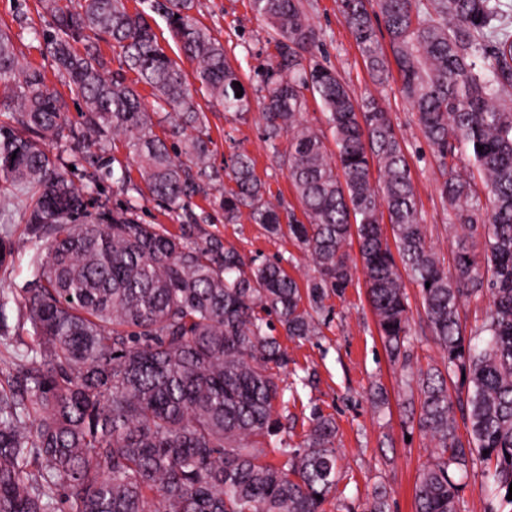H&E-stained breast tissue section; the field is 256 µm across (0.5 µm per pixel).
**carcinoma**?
<instances>
[{"label": "carcinoma", "mask_w": 512, "mask_h": 512, "mask_svg": "<svg viewBox=\"0 0 512 512\" xmlns=\"http://www.w3.org/2000/svg\"><path fill=\"white\" fill-rule=\"evenodd\" d=\"M41 2L54 19L46 43L84 110L82 122L70 123L0 26V107L11 119L0 125V216L20 205L28 224L24 241L0 230V266L21 247L33 251L22 303L35 341L14 344L11 298L1 290L0 345L17 372L0 384V512H53L58 495L65 512H323L337 485L336 423L313 413L302 442L283 443L275 463L262 448L286 430L273 368L287 366L288 353L274 332L318 335L325 300L344 293L359 265L390 358L409 357L405 274L444 354V368L422 374L419 408L410 409V423L434 444L415 512H458L463 487L454 471L478 461L495 463L484 492L512 506V3L339 0L373 79L384 83L394 62L442 168L438 191L455 242L448 271L426 240L389 113L374 98L353 97L317 59L320 36L302 0H250L274 48L263 72L264 142L286 167L303 219L265 199L246 153L228 167L233 186L218 206L228 224L245 209L271 235L288 229L313 265L301 286L278 261L246 262L189 208L218 177L212 140L151 14L166 18L211 99L239 117L250 111L248 94L236 96L241 76L191 13L193 0H150L133 13L125 0ZM76 40L85 41L82 55ZM102 40L121 49L123 68L105 69ZM307 91L321 102L333 152L303 120ZM62 138L100 147L124 139L137 193L183 211L181 232L140 224L131 209H89L88 187L76 186L46 148ZM354 239L358 265L347 251ZM479 296L488 298L487 319L468 329L462 313ZM456 372L465 379L452 394Z\"/></svg>", "instance_id": "obj_1"}]
</instances>
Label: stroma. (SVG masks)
Instances as JSON below:
<instances>
[{
    "mask_svg": "<svg viewBox=\"0 0 512 512\" xmlns=\"http://www.w3.org/2000/svg\"><path fill=\"white\" fill-rule=\"evenodd\" d=\"M309 2L308 17L321 38L318 59L337 71L355 97H375L389 112L412 161L427 241L444 266L452 267L453 252L445 229L448 212L437 190L440 168L400 93L397 74H390L385 83L376 82L345 25L337 0ZM193 13L223 44L252 103L246 119L239 121L225 113L222 106L209 102L206 93L196 94L214 142L212 164L221 173L220 185L228 182L223 171L232 156L244 152L255 159L256 173L271 198L281 199L286 205L295 204L286 168L265 148L257 108L261 97L257 72L272 50L266 22L252 12L249 0H194ZM0 21L19 33L15 52L21 62L44 73L47 84L64 102L69 119L79 121L84 109L82 100L60 78L44 40L28 34L32 27L49 28L50 16L38 14L37 0H0ZM48 147L71 165L70 176L80 187L86 186L92 163L108 164L112 159L123 161L128 157L120 139L102 148H77L64 139L49 142ZM217 195V188L210 189L208 195L195 197L192 204L208 233L219 237L225 246L234 247L246 259L280 261L294 278L311 272L309 258L288 235H269L245 217L235 224L225 223L224 213L215 203ZM92 196L110 209H134L141 223L159 224L175 234L180 231V218L165 205L142 198L131 184L106 178L93 189ZM31 259V251H22L15 255L12 265L0 268V289L16 298L10 324L20 335L29 327L26 310L18 298L31 279ZM408 294L415 330L410 345L412 368L442 366L443 353L426 326L417 288H409ZM325 305L326 323L319 335L299 342L284 335L279 338L290 359L288 370L278 373L280 387H287L292 369L308 379L295 404L288 408L285 437L290 444L301 443L313 412L335 420L338 483L323 505L324 512H364L377 491L385 492L389 512H414L417 476L432 459L429 440L405 423L410 400L419 396L418 386L409 383L407 371L389 358L383 346L367 300L363 273H355L344 294L330 296Z\"/></svg>",
    "mask_w": 512,
    "mask_h": 512,
    "instance_id": "obj_1",
    "label": "stroma"
}]
</instances>
